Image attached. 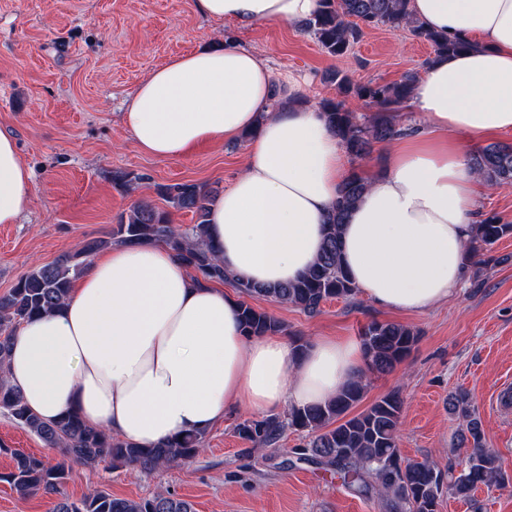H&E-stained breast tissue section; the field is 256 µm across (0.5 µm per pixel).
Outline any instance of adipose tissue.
Returning a JSON list of instances; mask_svg holds the SVG:
<instances>
[{
  "instance_id": "1",
  "label": "adipose tissue",
  "mask_w": 512,
  "mask_h": 512,
  "mask_svg": "<svg viewBox=\"0 0 512 512\" xmlns=\"http://www.w3.org/2000/svg\"><path fill=\"white\" fill-rule=\"evenodd\" d=\"M198 14L240 28L300 25L319 0H194ZM426 28L474 41L434 59L410 107L429 135L396 141L343 226V260L377 305L419 313L454 296L484 188L468 140L512 129V0H411ZM124 122L159 159L252 132L242 172L213 200L209 238L244 282L295 280L321 251L324 226L349 175L339 139L292 79L263 55L227 42L177 56L128 99ZM452 140H445V133ZM14 138L0 132V224L18 223L32 196ZM239 301L194 279L163 244L115 245L91 260L62 307L25 322L6 379L45 420L69 410L140 446L208 431L225 414L270 415L336 397L363 373L354 339L316 337L303 352L278 335L245 336Z\"/></svg>"
}]
</instances>
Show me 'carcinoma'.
<instances>
[{"label": "carcinoma", "mask_w": 512, "mask_h": 512, "mask_svg": "<svg viewBox=\"0 0 512 512\" xmlns=\"http://www.w3.org/2000/svg\"><path fill=\"white\" fill-rule=\"evenodd\" d=\"M322 7L302 24L321 49L331 57L350 54L365 28L385 26L392 30L407 28L427 42L434 55H450L472 47L463 38L429 31L413 21L410 0H321ZM418 73L406 72L392 83H355L345 73L333 74L337 97L320 102L322 117L340 140L348 156L361 158L372 152L376 143L390 142L401 135L395 112L410 97ZM374 109L360 116L353 103ZM470 168L491 187L512 185V145L490 143L470 155ZM367 183L354 174L342 185L336 205L328 217L322 252L317 261L291 283L256 285L235 282L224 270L215 247L207 238L210 192L195 182L161 186L159 195L172 208L196 217V224L181 231L171 224L169 212L144 202L133 203L121 215L106 236L83 241L73 252L43 264L22 276L9 293L0 298V367L6 363L11 343L19 327L44 313L61 307L75 280L91 257L116 243L164 242L196 276L205 281L230 283L246 297L256 295L300 308L315 315L332 299L354 296L357 288L342 258L340 227L351 206L365 193ZM512 235V222L496 213H485L474 225V234L466 249L465 265L479 275L481 266L493 257L485 256L492 246ZM239 322L249 337L273 335L285 331L284 325L267 312L246 301L240 302ZM362 346L369 358L368 371L389 373L411 352L416 335L408 327L372 321L361 331ZM367 376L347 384L335 399L318 406L291 408L283 416H261L245 420L236 427L237 435L256 447H274L286 429L312 435L303 447V455L336 473L344 483L363 493L377 486L391 497L392 512H437L443 492L467 501L480 486L500 487L512 483V475L502 467L500 456L485 447L479 417L471 409V396L459 389L448 397L450 411L461 415L465 428L458 434L459 447L468 451V462L460 472L442 471L433 461L405 460L399 454L397 437L403 402L389 393L353 416L350 410L362 399ZM0 410L20 428L28 431L49 448L61 450L65 460L50 463L41 455L0 444V452L12 459V467L0 472V482L21 495L38 493L57 496L54 512H193L190 503L169 492H157L138 500L114 497L97 490L75 501L64 491L70 476L69 462L91 466L108 460L114 466H132L152 471L195 458L203 448L205 434H186L152 448H143L112 436L105 429L87 424L76 412L68 411L54 421H46L32 412L20 393L0 379Z\"/></svg>", "instance_id": "obj_1"}]
</instances>
